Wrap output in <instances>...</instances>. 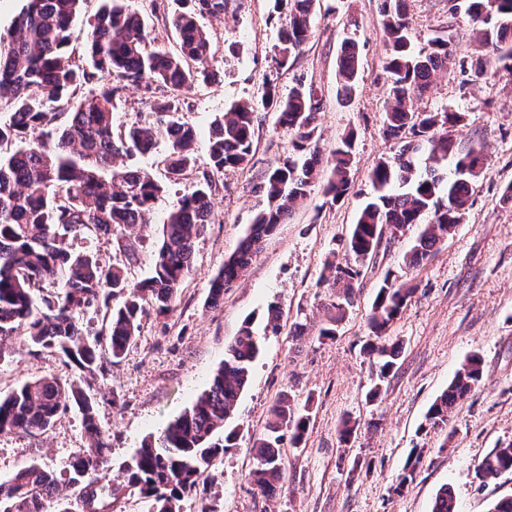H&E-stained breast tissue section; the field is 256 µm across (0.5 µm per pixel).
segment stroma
Returning <instances> with one entry per match:
<instances>
[{"label":"stroma","instance_id":"stroma-1","mask_svg":"<svg viewBox=\"0 0 512 512\" xmlns=\"http://www.w3.org/2000/svg\"><path fill=\"white\" fill-rule=\"evenodd\" d=\"M408 19L415 48L449 34L459 56L477 58L464 0H411ZM202 24L215 42L220 73L183 103L182 120L198 132L193 170L155 201L148 227L119 237L76 238L73 248L91 250L103 265L125 267L130 282L147 277L168 213L211 174V121L231 103L256 96L267 76H277L284 92L300 81L319 87L324 157L353 133L351 192L332 206L313 189L225 292L223 304L210 307L213 278L266 205L260 183L291 148L292 132L277 124L274 113H259L249 164L212 175L215 220L194 244L192 271L173 310L143 318L137 342L120 362L104 358L88 374L57 352L31 354L23 338L13 337L0 359V392L31 377L79 381L111 437L107 477L116 491L115 512H144L142 500L125 487V465L145 437L159 435L207 389L226 346L249 320L262 335V350L231 422L238 445L211 469L198 493L183 500L182 512H200L205 505L216 512H431L445 484L454 492L457 512H488L492 501L512 494V472L483 484L475 477L484 457L512 443V204L501 201L512 185V73L478 79L456 66L440 73L431 91L416 100L421 110L466 113L455 138L464 147L484 144L485 174L474 186L462 223L435 257L412 270L404 263L409 238L392 243L366 272L335 338L322 341L318 327L331 298L330 288L320 283L324 264L373 195L369 172L397 150L381 132L390 78L379 0H320L309 43L291 67L280 71L273 58L284 23L272 0H231L224 16L203 18ZM349 38L358 44L359 68L355 93L345 103L336 97L335 71ZM388 272L413 278L417 291L387 331L402 341L403 350L383 395L372 401L368 392L376 375L364 346L371 306ZM271 305L283 314L276 335L264 331ZM298 321L307 324L301 337L292 334ZM474 352L482 357L483 381L457 407L449 423L457 434L449 442L443 431L425 429V415ZM284 393L295 405L307 406L309 432L300 447L285 446L284 484L265 497L247 475L257 464L253 445L265 431L269 409ZM347 418L359 421L360 428L344 443L339 429ZM86 444L75 409L39 434L0 433V478L32 463L63 472ZM416 449L422 462L415 478L395 494L392 488ZM356 461L361 469L353 476L349 470Z\"/></svg>","mask_w":512,"mask_h":512}]
</instances>
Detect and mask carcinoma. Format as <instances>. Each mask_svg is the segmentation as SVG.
Wrapping results in <instances>:
<instances>
[{
  "instance_id": "cac0c4a2",
  "label": "carcinoma",
  "mask_w": 512,
  "mask_h": 512,
  "mask_svg": "<svg viewBox=\"0 0 512 512\" xmlns=\"http://www.w3.org/2000/svg\"><path fill=\"white\" fill-rule=\"evenodd\" d=\"M83 0H27L5 31H0V101L8 118L0 120V357L3 342L20 333L34 351L61 353L82 372L104 358L99 341L83 335L78 319L90 309H108L105 340L112 361L122 358L139 337L142 318L165 315L174 307L192 267L195 240L215 219L211 177L183 195L162 224L148 277L132 283L119 266L104 267L90 251L74 250L68 238L88 239L150 223L155 200L177 185L196 162L194 127L179 117L181 98L216 75L217 57L209 33L198 18L221 17L229 0H193L189 11L167 18L178 41L172 54L151 47L146 17L127 9L124 0H104L88 27L76 31ZM318 0H274L285 18L275 50L278 68L286 69L312 35ZM408 0H380L387 35L385 69L390 101L382 133L399 150L382 158L369 179L374 196L340 240L341 259L329 260L334 300L319 328L321 339L336 336L338 324L353 306L355 290L382 245L421 228L405 255L407 267L426 263L448 241L469 208L473 185L485 173L484 147L457 145L451 130L466 113L416 110L412 99L426 94L439 72L456 64L451 36L436 37L415 50L407 22ZM477 41L491 45L495 59L478 58L474 76L490 69L512 72V0H466ZM83 39L93 70L74 65L69 48ZM358 45L349 40L336 58V97L348 101L356 87ZM99 85L82 97L79 90ZM139 88L147 117L114 133L113 114L126 87ZM166 89L167 95H157ZM321 98L313 85L299 83L283 95L274 80L263 82L255 99L231 104L213 122L208 144L212 173H224L251 160L256 113L276 114L277 124L291 130L292 149L259 187L267 206L254 218L235 253L214 277L209 304L219 306L262 249L277 226L288 221L320 178L315 115ZM164 142L165 180L159 181L135 159ZM353 137L333 151L330 175L323 186L327 202L343 200L353 187ZM453 160L454 178L441 172ZM427 223H422L426 216ZM51 287L50 297L38 292ZM416 292L409 280L386 275L376 293L364 350L377 368L368 392L373 400L397 364L403 343L386 331ZM120 300L114 307L109 302ZM261 343L246 320L225 350L224 363L204 390L164 433L145 439L125 467L126 487L148 503V512H182L217 460L236 447L237 434L227 430L247 385ZM483 381L479 354H470L448 387L432 402L426 424L445 431L456 407ZM82 414L87 446L69 462L65 476L36 464L0 479V512H46V503L67 489L69 506L60 512H112V488L106 481L112 442L97 422L92 399L75 382L35 378L0 395V433L35 434L50 428L70 408ZM309 411L290 396L272 406L266 433L254 444L257 466L249 482L263 496L283 485V441L297 447L307 437ZM420 455L409 460L393 492L413 482ZM512 471V443L495 449L476 467L484 483ZM431 512H456L450 487L441 488Z\"/></svg>"
}]
</instances>
